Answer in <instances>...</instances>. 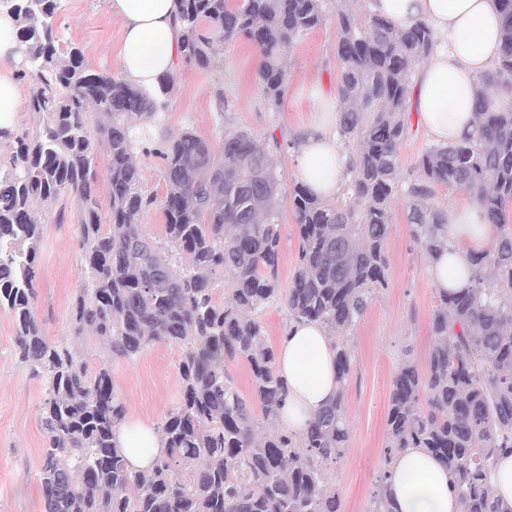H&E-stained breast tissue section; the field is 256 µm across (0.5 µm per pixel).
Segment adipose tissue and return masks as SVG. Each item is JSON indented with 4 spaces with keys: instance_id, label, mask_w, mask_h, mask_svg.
I'll list each match as a JSON object with an SVG mask.
<instances>
[{
    "instance_id": "obj_1",
    "label": "adipose tissue",
    "mask_w": 512,
    "mask_h": 512,
    "mask_svg": "<svg viewBox=\"0 0 512 512\" xmlns=\"http://www.w3.org/2000/svg\"><path fill=\"white\" fill-rule=\"evenodd\" d=\"M122 22L118 65L123 77L155 91L180 59L178 0H109ZM371 9L397 25L428 22L441 42L415 81L418 121L440 143L469 138L475 130L477 79L490 70L500 48L496 0H372ZM23 62L19 26L0 11V128L17 126L21 108L19 73ZM314 117L297 137V172L317 196L338 193L349 165L339 137L338 105L322 86L310 92ZM494 229L479 206L448 214V250L429 264L437 290L460 291L473 285L474 251L492 245ZM276 367L288 388L279 423L300 435L338 390L336 351L327 329L316 321H291L279 338ZM116 445L129 468L151 469L164 453L158 429L127 417L115 431ZM383 498L389 512H459L446 466L427 449L399 450L386 472Z\"/></svg>"
}]
</instances>
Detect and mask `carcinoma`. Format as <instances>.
<instances>
[{"instance_id": "obj_1", "label": "carcinoma", "mask_w": 512, "mask_h": 512, "mask_svg": "<svg viewBox=\"0 0 512 512\" xmlns=\"http://www.w3.org/2000/svg\"><path fill=\"white\" fill-rule=\"evenodd\" d=\"M498 5L501 53L478 79L474 135L429 145L409 185L399 152L413 71L438 38L426 22L404 28L373 14L368 0L336 5L340 131L352 149L349 200L331 204L293 186L288 200L300 245L283 289L274 154L242 130L224 133L219 158L191 130L149 147L137 128L158 120L176 74L155 95L98 73L79 49H60L52 24L60 0H0V10L18 18L22 77L33 84L28 110L40 119L31 132L0 131V310L14 317L19 363L44 381L42 512H338L326 466L348 438L346 335L387 286L397 197L426 256L448 250L436 184L467 191L499 234L472 259L474 286L439 295L426 370L403 358L383 454L388 462L402 448H425L448 467L459 512H512L490 485L496 457L512 449V0ZM326 9L327 0H179L183 61L207 69L225 43L248 38L260 56L256 83L277 110L289 52L322 26ZM100 143L109 156L108 225L93 164ZM152 154L164 162L161 201L140 188L138 156ZM64 193L75 204L85 267L70 337L53 341L32 311L43 235L36 214ZM157 205L162 239L140 224ZM220 275L228 285L221 300ZM275 302L284 303L288 319L319 321L336 339V400L298 437L278 425L286 388L259 316ZM87 337L105 345L97 363L78 348ZM159 341L182 350L181 397L158 426L165 455L146 473L128 468L114 445L126 410L112 361L134 360ZM241 360L251 374L249 398L228 370Z\"/></svg>"}]
</instances>
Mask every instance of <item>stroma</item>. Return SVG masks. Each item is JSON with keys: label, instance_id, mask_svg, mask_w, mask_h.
<instances>
[{"label": "stroma", "instance_id": "35a3bbf8", "mask_svg": "<svg viewBox=\"0 0 512 512\" xmlns=\"http://www.w3.org/2000/svg\"><path fill=\"white\" fill-rule=\"evenodd\" d=\"M53 23L62 50L78 48L89 68L118 72L122 26L108 0H62ZM336 38V11L331 8L323 25L302 36L290 52L288 85L277 111L268 108L258 88L259 56L246 39L225 44L214 67L178 65L179 79L162 114L164 132L194 131L217 150L228 127L248 132L263 145L276 135L280 192L288 194L298 181L292 135L313 116L307 91L315 84L331 91L338 85ZM40 222L33 313L45 335L58 340L69 333L71 304L84 267L71 199L61 198L42 213ZM386 255L388 285L348 336L352 365L344 406L349 434L341 456L326 468L339 512H372L394 374L407 355L425 367L432 348L429 323L438 295L429 281V260L414 244L400 203L394 206ZM15 336L13 318L0 311V512H41L36 473L44 446L39 414L44 386L16 361ZM180 357L177 346L157 342L135 361H113L115 392L127 414L156 425L164 420L180 397Z\"/></svg>", "mask_w": 512, "mask_h": 512}]
</instances>
